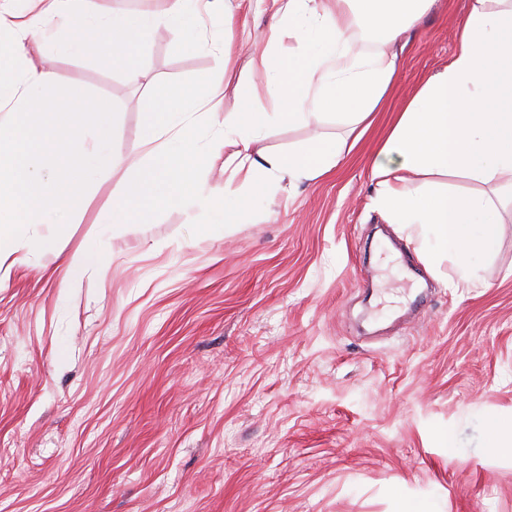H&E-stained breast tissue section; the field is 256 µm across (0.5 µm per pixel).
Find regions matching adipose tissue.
Masks as SVG:
<instances>
[{
	"instance_id": "1",
	"label": "adipose tissue",
	"mask_w": 512,
	"mask_h": 512,
	"mask_svg": "<svg viewBox=\"0 0 512 512\" xmlns=\"http://www.w3.org/2000/svg\"><path fill=\"white\" fill-rule=\"evenodd\" d=\"M37 23L27 30L17 20L14 0H0V32L13 38L7 66H0V258L21 245L41 253L57 250L59 225H46L48 213L77 211L93 183L115 176L119 189L103 224H125L148 217V204L163 200L206 211L224 205V222L268 192L272 180L301 181L329 173L359 140L381 109L397 77L389 44L418 26L438 0H270L273 23H284L297 45L252 50L243 74L227 68L193 91L172 88L145 124L156 144L142 156L112 150L114 115L108 102L87 97L68 107L72 90L56 75L28 62L43 42L61 54L79 56L111 48L113 63L133 83L150 79L146 60L135 54L141 37L171 26L198 25L202 11L232 18L230 0H168L163 11L107 16L84 9V0H31ZM369 35L375 52L353 51L354 34ZM273 96L274 111L256 107L258 86ZM231 91L234 107L215 119L217 133L199 143L189 105ZM24 112L45 124L61 147L62 163L53 178L37 175L26 133L11 127L5 113ZM336 120L338 132L286 153L254 150L265 132ZM90 144L69 146L79 129ZM223 154L225 191L203 179L202 156ZM468 182L461 189L449 176ZM371 207L386 223L398 225L418 244L433 271L449 288L479 281L477 259L492 260L506 232L512 207V0H472L456 33L448 63L422 83L396 113L391 131L373 163ZM41 225L29 241L21 231Z\"/></svg>"
}]
</instances>
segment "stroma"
Returning <instances> with one entry per match:
<instances>
[{
	"mask_svg": "<svg viewBox=\"0 0 512 512\" xmlns=\"http://www.w3.org/2000/svg\"><path fill=\"white\" fill-rule=\"evenodd\" d=\"M469 8L440 0L423 20L384 111L329 174L279 182L229 227L220 208L161 206L106 230L104 178L63 217L58 255L0 264V512H512V453L485 428L512 424V233L451 290L369 206L395 112L448 62ZM269 23L240 0L225 59L155 29L140 87L106 52L31 61L109 101L114 152L137 155L169 87L242 68L244 32L266 44ZM315 132L336 125L258 146ZM486 429L491 448L497 451L512 452V431H509L497 417H487Z\"/></svg>",
	"mask_w": 512,
	"mask_h": 512,
	"instance_id": "obj_1",
	"label": "stroma"
}]
</instances>
